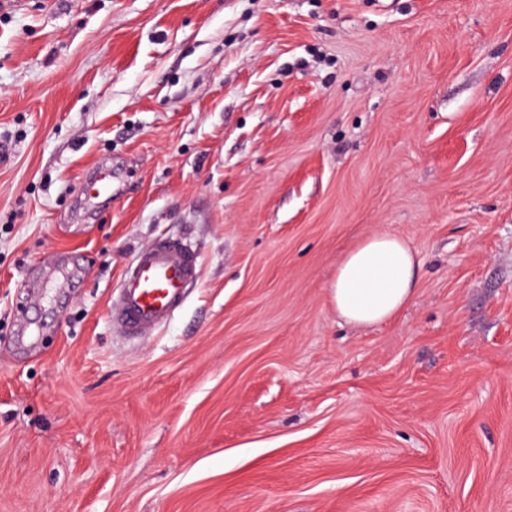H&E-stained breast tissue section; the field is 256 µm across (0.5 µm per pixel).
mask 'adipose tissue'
I'll return each mask as SVG.
<instances>
[{
    "label": "adipose tissue",
    "instance_id": "obj_1",
    "mask_svg": "<svg viewBox=\"0 0 512 512\" xmlns=\"http://www.w3.org/2000/svg\"><path fill=\"white\" fill-rule=\"evenodd\" d=\"M417 267L416 254L401 237L371 234L336 266L330 297L337 315L355 325L394 317L414 296Z\"/></svg>",
    "mask_w": 512,
    "mask_h": 512
}]
</instances>
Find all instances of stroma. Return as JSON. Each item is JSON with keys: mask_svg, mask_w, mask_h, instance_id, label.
Instances as JSON below:
<instances>
[{"mask_svg": "<svg viewBox=\"0 0 512 512\" xmlns=\"http://www.w3.org/2000/svg\"><path fill=\"white\" fill-rule=\"evenodd\" d=\"M378 231L416 294L352 325ZM0 512H512V0H0ZM418 259L401 237L378 231L336 265L330 297L337 315L355 325L394 317L415 292ZM196 267L195 254L181 241L159 240L140 249L122 274L112 326L124 336L151 334L181 305Z\"/></svg>", "mask_w": 512, "mask_h": 512, "instance_id": "1", "label": "stroma"}]
</instances>
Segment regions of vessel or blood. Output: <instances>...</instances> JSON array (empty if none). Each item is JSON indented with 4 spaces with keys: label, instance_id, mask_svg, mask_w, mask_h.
I'll use <instances>...</instances> for the list:
<instances>
[{
    "label": "vessel or blood",
    "instance_id": "obj_1",
    "mask_svg": "<svg viewBox=\"0 0 512 512\" xmlns=\"http://www.w3.org/2000/svg\"><path fill=\"white\" fill-rule=\"evenodd\" d=\"M197 258L177 240H160L140 249L121 278L112 308V325L126 336H146L165 324L181 305L196 277Z\"/></svg>",
    "mask_w": 512,
    "mask_h": 512
}]
</instances>
